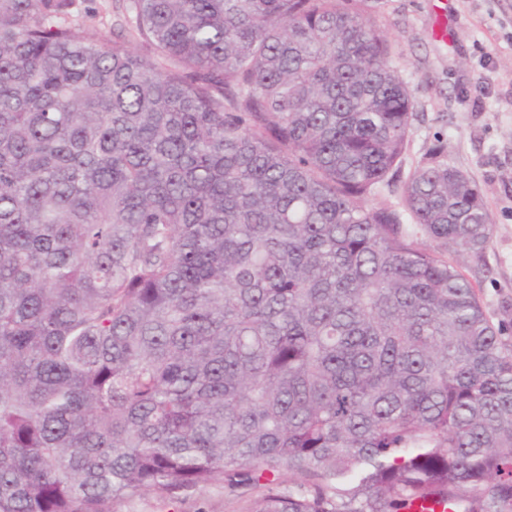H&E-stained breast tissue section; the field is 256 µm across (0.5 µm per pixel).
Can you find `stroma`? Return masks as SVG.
Returning a JSON list of instances; mask_svg holds the SVG:
<instances>
[{
  "instance_id": "obj_1",
  "label": "stroma",
  "mask_w": 512,
  "mask_h": 512,
  "mask_svg": "<svg viewBox=\"0 0 512 512\" xmlns=\"http://www.w3.org/2000/svg\"><path fill=\"white\" fill-rule=\"evenodd\" d=\"M129 0H82L76 25L113 40L130 37ZM392 44V61L411 90L418 116L406 167L434 136L452 146L451 163L480 188L494 224L484 266L468 263L487 314L512 304V0H385L371 17ZM251 492L227 493L216 482L177 503L146 494L115 512H243Z\"/></svg>"
}]
</instances>
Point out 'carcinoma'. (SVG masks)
<instances>
[{
  "label": "carcinoma",
  "instance_id": "carcinoma-1",
  "mask_svg": "<svg viewBox=\"0 0 512 512\" xmlns=\"http://www.w3.org/2000/svg\"><path fill=\"white\" fill-rule=\"evenodd\" d=\"M381 3L132 0L145 54L0 0V512H512V323L445 256L494 226L446 139L399 179ZM252 491L241 489L228 494L223 482L191 491L182 501L171 503L156 494H146L115 505L116 512H243Z\"/></svg>",
  "mask_w": 512,
  "mask_h": 512
}]
</instances>
